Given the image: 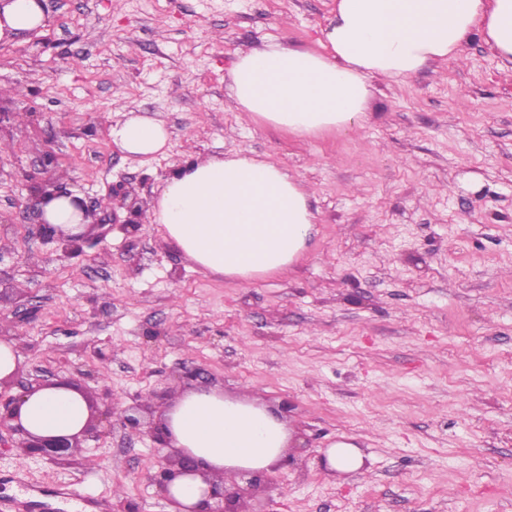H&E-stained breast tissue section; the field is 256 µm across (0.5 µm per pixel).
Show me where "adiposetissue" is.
Returning a JSON list of instances; mask_svg holds the SVG:
<instances>
[{"label":"adipose tissue","instance_id":"1","mask_svg":"<svg viewBox=\"0 0 512 512\" xmlns=\"http://www.w3.org/2000/svg\"><path fill=\"white\" fill-rule=\"evenodd\" d=\"M45 23L38 0H0V39L18 40ZM512 60V0H336L319 50L270 40L239 55L229 90L238 111L299 136L362 128L376 77L401 79L430 63L458 59L473 35ZM122 151L163 152L161 120L129 115L112 125ZM153 220L202 271L236 282L282 274L313 229L309 194L281 165L246 154L191 161L168 178ZM88 417L82 394L45 388L24 395L20 418L38 436L78 432ZM164 417L173 444L225 469L266 470L281 463L286 425L219 390L184 392Z\"/></svg>","mask_w":512,"mask_h":512}]
</instances>
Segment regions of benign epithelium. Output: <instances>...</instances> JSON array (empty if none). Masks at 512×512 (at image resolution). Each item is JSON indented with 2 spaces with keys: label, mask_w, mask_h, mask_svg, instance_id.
<instances>
[{
  "label": "benign epithelium",
  "mask_w": 512,
  "mask_h": 512,
  "mask_svg": "<svg viewBox=\"0 0 512 512\" xmlns=\"http://www.w3.org/2000/svg\"><path fill=\"white\" fill-rule=\"evenodd\" d=\"M64 193L58 183L47 179L33 187L32 202L22 204L25 209L31 208L40 218L50 241L56 243L61 250L63 257L79 255L83 252V246L88 243V234L66 235L56 233L54 228L43 220L42 205L49 200ZM112 200L119 202L120 207L126 209L130 219L120 225V229L128 236L136 234L140 230V224L136 220L138 216L137 199L131 196L126 183L120 181L112 185ZM15 385V377L0 380V439L7 438L22 449L23 456L33 460H48L57 465L66 464L72 456V449L80 447L81 442L88 439L100 440L103 431L99 430L94 423L96 405L89 401L91 417L85 426L76 434L69 436L40 437L31 434L24 428L20 421L18 407L21 395L11 393ZM57 386L81 390V386L72 380H58L56 382L47 378L34 376L32 380L21 386L25 393L34 392L42 387ZM142 405L136 404L119 412L105 410L101 413V421H112V425L140 430L147 428L154 438L163 447H168V441L160 432V426L154 422H144L139 416ZM158 470L147 472V479L157 489L158 495L171 507L170 512H267L266 509L258 507L247 509V503L254 499L256 491L268 481V474L265 471H252L238 469L235 471L236 480L231 484L218 483L209 478L208 470L205 469V462L194 456L184 448H178L168 453L165 462L157 463ZM200 476L208 484L207 499L205 507L197 510L178 502L169 492L170 483L179 476Z\"/></svg>",
  "instance_id": "7a95c632"
}]
</instances>
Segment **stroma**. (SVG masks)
Wrapping results in <instances>:
<instances>
[{
    "mask_svg": "<svg viewBox=\"0 0 512 512\" xmlns=\"http://www.w3.org/2000/svg\"><path fill=\"white\" fill-rule=\"evenodd\" d=\"M334 0H45L53 49L0 48V321L24 375L74 379L115 407L160 411L203 369L227 396L282 411L295 457L267 512H512V63L480 37L465 59L380 81L363 128L299 137L244 120L238 56L277 39L317 48ZM79 66H72V59ZM163 121L165 155L109 136L120 107ZM57 162L43 173L39 159ZM270 159L310 194L314 233L282 276L205 274L159 225L110 230L59 260L19 201L45 178L144 211L188 155ZM32 318L13 317L19 304ZM354 445L362 465L319 470ZM162 449L108 427L56 466L0 447V512L34 485L168 512L146 472ZM126 185V182L123 181L112 184V202L118 201L120 207L125 208L129 212L130 218L126 221L125 224L120 225V229L127 236H132L140 230L141 225L138 224L139 222L136 220L139 211L137 198H130L131 193L127 189ZM131 217L134 218L132 219Z\"/></svg>",
    "mask_w": 512,
    "mask_h": 512,
    "instance_id": "35a3bbf8",
    "label": "stroma"
}]
</instances>
